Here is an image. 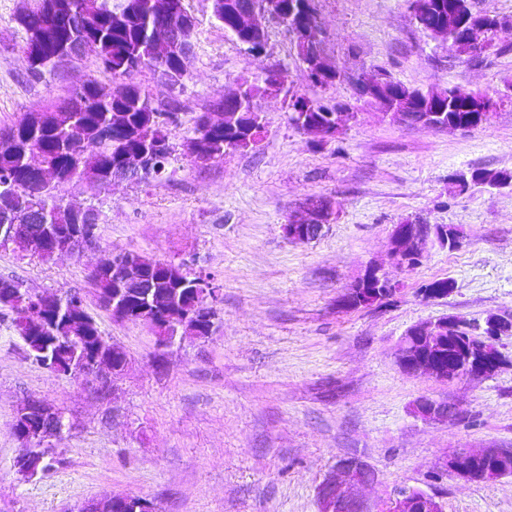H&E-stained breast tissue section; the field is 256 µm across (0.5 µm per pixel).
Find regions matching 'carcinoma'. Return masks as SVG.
Wrapping results in <instances>:
<instances>
[{"label": "carcinoma", "mask_w": 512, "mask_h": 512, "mask_svg": "<svg viewBox=\"0 0 512 512\" xmlns=\"http://www.w3.org/2000/svg\"><path fill=\"white\" fill-rule=\"evenodd\" d=\"M276 2L278 10L272 14V23L290 30L288 9L295 7L298 0H224V10L213 11L214 18L234 39L245 45L247 40L240 34L235 24V9L250 5L259 10ZM454 2L458 9L474 20H489V12L475 11L469 0H420V10L416 11L417 24L429 32L442 15L448 14V2ZM150 0H39L26 11V21L20 26L26 33V43L45 37L60 49V54L68 58H79L88 51L95 56L100 69L110 76L107 83L96 80H83L73 89L69 100H88L91 105L79 112H61L59 104L52 102L43 109L26 112L17 122L0 128V200H12L11 209L0 205V224H12L29 212L43 214L52 224H70L72 217L69 204L59 194L64 184L87 177L91 183L106 189L111 184L112 170L121 159L136 152L147 151L157 140L168 142V155L146 170L141 182L150 184L165 179L169 167L176 161V148L173 131L180 125L182 106L173 99L163 106L154 105L150 94L139 84L131 81L134 73L144 67L158 69L172 81L178 83L187 74V66L193 53L192 37L198 25L182 32L185 51L175 59L159 60L156 42V23L150 7ZM58 68L54 62L28 60L29 76L39 79ZM389 84L401 88L408 97L391 104L399 109L406 105L421 106L428 110L434 100L445 111V116L462 122L469 113L467 103L487 105L490 98L454 86L427 90L411 88L398 81ZM280 90L289 98V120L299 129L305 122L324 119L323 111L327 104L315 101L282 85ZM261 87L247 84L244 90L246 109L244 122L247 127L265 128V121L254 111L253 99ZM203 113L194 119L192 136L186 145L193 142L205 150H212L215 157L222 158L228 150L254 148L260 141L244 131L229 133L230 140L224 141V129L205 128ZM39 152L46 166L51 169L49 179L38 187H32L13 174L28 168L33 152ZM138 263L147 267L154 291L161 298L168 299L177 311H191L213 323L217 311L208 300L200 296L193 283L195 278L183 272L180 267L161 261L135 255ZM102 308L112 311V303L107 297L112 293V276L101 275L91 281ZM424 288L431 298L448 296L454 282L437 279ZM14 296L13 309L25 312L29 307V293L13 278L0 277V296ZM69 310L81 316V320L69 326H61L55 315L46 318L44 327L37 335L39 340L31 341L28 358L53 373L62 368L53 366L56 346L53 339L61 333L69 337L65 352L68 362L79 367L88 358L89 352L99 346L112 347V340L104 336L98 322L83 307L82 298L74 293L60 297ZM441 352L442 361L450 370L461 372L467 365V358L457 345L448 343Z\"/></svg>", "instance_id": "1"}]
</instances>
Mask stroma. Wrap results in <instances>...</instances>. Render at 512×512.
I'll return each mask as SVG.
<instances>
[{
	"label": "stroma",
	"instance_id": "1",
	"mask_svg": "<svg viewBox=\"0 0 512 512\" xmlns=\"http://www.w3.org/2000/svg\"><path fill=\"white\" fill-rule=\"evenodd\" d=\"M185 3L199 26L182 84L149 68L132 77L154 102L183 106L172 176L104 190L87 180L62 186L66 202L99 211L94 249L43 260L0 247V277L32 292L79 293L130 359L116 378L51 373L27 358L14 329L19 313L0 314V512H78L115 493L160 512H319L320 484L349 457L378 475L361 491L373 512L413 488L437 495L445 512H512V476H434L444 453L512 448V336L500 340L510 366L486 379L443 383L407 374L396 360L416 323L512 316V189L453 185L472 167L512 171L506 34L471 61L417 25L413 0H316L325 51L342 72L336 85L317 88L283 27L271 25L256 54L225 35L211 0ZM33 4L0 0L2 126L67 98L78 81L109 80L88 54L31 79L17 18ZM272 69L287 70L299 93L343 104L354 120L322 140L290 124L284 94L262 93L253 101L266 120L256 148L206 163L187 155L197 113L240 81L262 84ZM362 73L413 88H467L496 107L473 129L393 123L358 96L353 79ZM313 196L337 200V220L315 241L288 240L284 224ZM415 219L457 226L463 241L429 247L404 272L391 263L390 236ZM108 250L211 276L219 288L212 336L163 350L147 324L113 320L89 280ZM371 265L401 281V294L380 307H342ZM441 278L454 281L453 291L423 301L421 286ZM33 396L62 411L69 428L47 448L48 470L26 479L15 467L26 447L11 420ZM423 396L455 404L462 418L424 422L414 413Z\"/></svg>",
	"mask_w": 512,
	"mask_h": 512
}]
</instances>
